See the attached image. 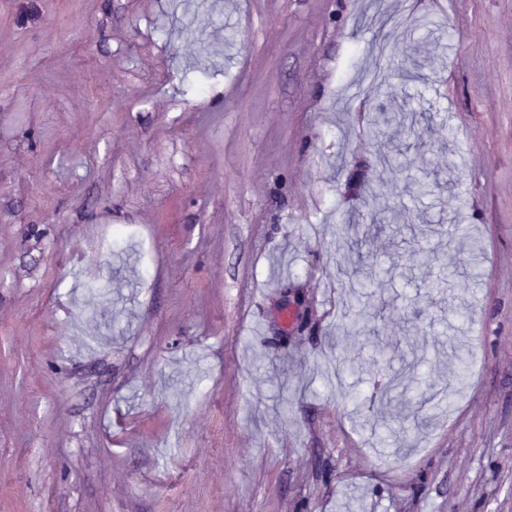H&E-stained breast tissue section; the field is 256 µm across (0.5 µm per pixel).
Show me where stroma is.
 <instances>
[{"label": "stroma", "instance_id": "35a3bbf8", "mask_svg": "<svg viewBox=\"0 0 512 512\" xmlns=\"http://www.w3.org/2000/svg\"><path fill=\"white\" fill-rule=\"evenodd\" d=\"M0 512H512V0H0ZM373 273V265L365 263L361 255L358 254L357 260L350 261L348 274L352 284L351 288H359L354 292V302L351 304L352 317L349 322L350 326L356 330L355 335H364L369 332V326L376 317V314L369 311V306L361 301Z\"/></svg>", "mask_w": 512, "mask_h": 512}]
</instances>
